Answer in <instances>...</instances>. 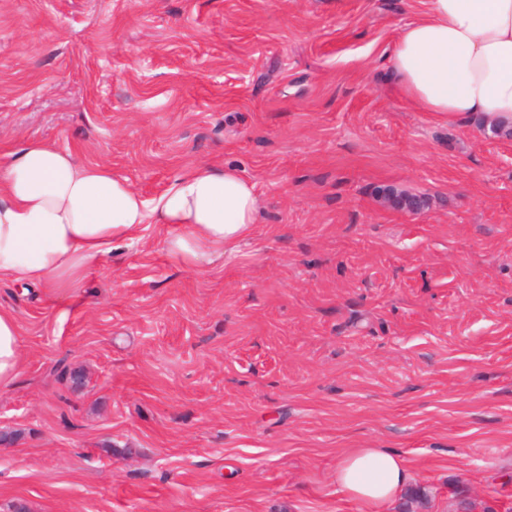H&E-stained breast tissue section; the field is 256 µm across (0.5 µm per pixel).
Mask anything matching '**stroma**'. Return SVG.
I'll use <instances>...</instances> for the list:
<instances>
[{"instance_id":"stroma-1","label":"stroma","mask_w":512,"mask_h":512,"mask_svg":"<svg viewBox=\"0 0 512 512\" xmlns=\"http://www.w3.org/2000/svg\"><path fill=\"white\" fill-rule=\"evenodd\" d=\"M428 5L0 0V154L47 142L147 198L217 162L261 206L204 271L148 224L68 297L0 278V512H362L349 448L405 460L385 512H512V135L403 99ZM19 336L15 315L0 310V387L11 384L21 371Z\"/></svg>"}]
</instances>
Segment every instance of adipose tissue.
I'll return each instance as SVG.
<instances>
[{"label":"adipose tissue","mask_w":512,"mask_h":512,"mask_svg":"<svg viewBox=\"0 0 512 512\" xmlns=\"http://www.w3.org/2000/svg\"><path fill=\"white\" fill-rule=\"evenodd\" d=\"M390 66L406 98L437 118L512 130V0H429L400 31ZM254 183L201 163L145 198L111 168L30 141L0 167V277L65 297L115 245L143 225L167 228V252L203 269L258 221ZM19 327L0 310V387L21 371ZM337 488L366 512L392 505L411 480L387 448H351L336 463Z\"/></svg>","instance_id":"1"}]
</instances>
